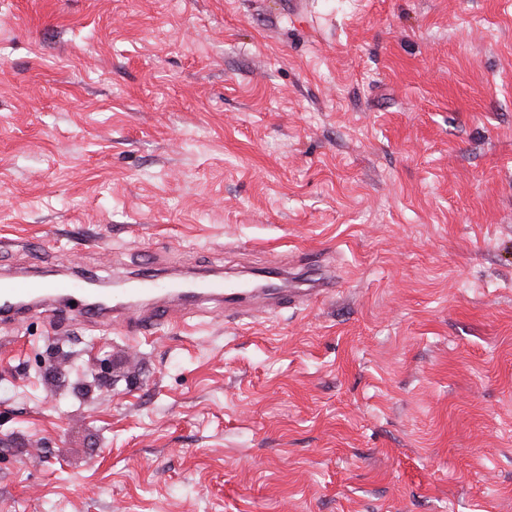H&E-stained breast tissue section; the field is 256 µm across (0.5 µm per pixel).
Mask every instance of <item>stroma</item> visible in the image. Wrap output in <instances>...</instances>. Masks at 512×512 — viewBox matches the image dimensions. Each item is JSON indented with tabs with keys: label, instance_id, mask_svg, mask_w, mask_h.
<instances>
[{
	"label": "stroma",
	"instance_id": "35a3bbf8",
	"mask_svg": "<svg viewBox=\"0 0 512 512\" xmlns=\"http://www.w3.org/2000/svg\"><path fill=\"white\" fill-rule=\"evenodd\" d=\"M54 269L323 294L0 319V512H512V0H0Z\"/></svg>",
	"mask_w": 512,
	"mask_h": 512
}]
</instances>
